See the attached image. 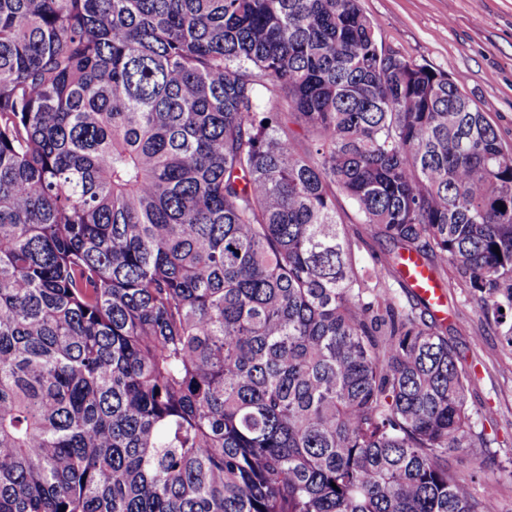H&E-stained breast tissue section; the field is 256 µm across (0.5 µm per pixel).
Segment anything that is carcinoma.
<instances>
[{
	"label": "carcinoma",
	"instance_id": "1",
	"mask_svg": "<svg viewBox=\"0 0 512 512\" xmlns=\"http://www.w3.org/2000/svg\"><path fill=\"white\" fill-rule=\"evenodd\" d=\"M377 31L0 0V512H499L454 465L471 372L385 272L512 307V148ZM344 212L341 210V216L345 224L350 225V233L352 236L357 237L358 235L365 241L361 244L360 251L357 253L359 261L362 266H372L376 262H379L384 257L386 251V241L380 235H373L365 226L358 224V220L355 211L351 205L346 201H342Z\"/></svg>",
	"mask_w": 512,
	"mask_h": 512
}]
</instances>
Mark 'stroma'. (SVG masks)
Here are the masks:
<instances>
[{
  "mask_svg": "<svg viewBox=\"0 0 512 512\" xmlns=\"http://www.w3.org/2000/svg\"><path fill=\"white\" fill-rule=\"evenodd\" d=\"M383 41L419 64L447 71L512 147V0H359ZM448 338L475 372L468 402L492 444L459 452L475 491L495 486L500 512H512V310L481 308L478 293L449 278ZM492 419H484L485 410ZM487 460L472 473L468 461Z\"/></svg>",
  "mask_w": 512,
  "mask_h": 512,
  "instance_id": "35a3bbf8",
  "label": "stroma"
}]
</instances>
